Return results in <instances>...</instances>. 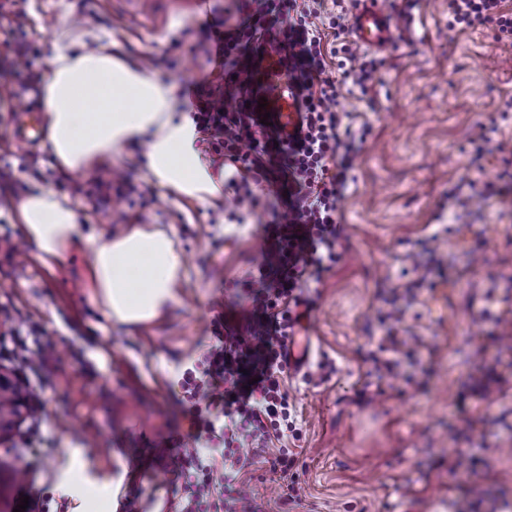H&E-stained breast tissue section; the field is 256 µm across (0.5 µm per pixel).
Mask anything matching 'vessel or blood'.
<instances>
[{
  "label": "vessel or blood",
  "instance_id": "b4317fda",
  "mask_svg": "<svg viewBox=\"0 0 512 512\" xmlns=\"http://www.w3.org/2000/svg\"><path fill=\"white\" fill-rule=\"evenodd\" d=\"M353 30L360 43L373 49L389 44L394 37V28L378 0H363L354 15ZM256 75L253 103H265L270 124L280 137H288L298 125L300 105L281 54L270 52L259 57ZM12 133L15 142L25 149H37L42 143L41 116L22 97L17 100Z\"/></svg>",
  "mask_w": 512,
  "mask_h": 512
}]
</instances>
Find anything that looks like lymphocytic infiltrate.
<instances>
[{"mask_svg":"<svg viewBox=\"0 0 512 512\" xmlns=\"http://www.w3.org/2000/svg\"><path fill=\"white\" fill-rule=\"evenodd\" d=\"M253 9L237 25H205L214 45L217 82L192 89L191 117L211 155L241 164L235 207L253 211L255 185L274 187L280 209L262 225L258 274L246 283L249 304L234 323L213 322L215 343L203 355L201 373L186 372L183 387L198 433L224 442V495L213 497L210 476L198 481L176 512H265L256 494L245 493L241 476L261 465L281 480L282 500L297 502V456L289 449L270 450L273 440L291 429L288 394L282 378L288 365V342L295 319L292 308L306 275L328 270L336 262L341 235L337 200L365 141L340 132L329 107L336 82L327 70L323 29H344L345 18L322 9L321 0H253ZM501 0H449V26L492 23L512 35V15ZM283 53L294 70L301 119L290 139H274L261 127L248 102L255 83L254 57ZM512 197V173L498 183L475 180L454 185L448 199L460 209L475 201ZM251 453H240L241 444Z\"/></svg>","mask_w":512,"mask_h":512,"instance_id":"lymphocytic-infiltrate-1","label":"lymphocytic infiltrate"}]
</instances>
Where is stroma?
Instances as JSON below:
<instances>
[{
    "label": "stroma",
    "instance_id": "1",
    "mask_svg": "<svg viewBox=\"0 0 512 512\" xmlns=\"http://www.w3.org/2000/svg\"><path fill=\"white\" fill-rule=\"evenodd\" d=\"M238 0H15L32 47L31 72L47 78L59 43L111 44L113 53L150 61L152 75L187 87L212 74L201 34L217 18L242 14ZM396 40L376 50L383 64L360 93L343 78V55L329 58L337 95L330 105L342 128L365 131L338 203L342 237L336 265L305 290L311 301V354L288 368L285 389L296 430L280 447L296 453L300 504H281L263 467L245 487L270 512H449L456 500L481 512H512V323L479 318L484 294H512V207L490 199L473 224L452 221L449 188L464 179L497 182L512 171V37L495 24L448 25V0H381ZM406 20H399V13ZM0 34V365L31 381L38 405L9 440L0 461L19 478L0 490V512H13L19 489L44 512H116L132 491L151 488L146 469L168 454L163 441L184 436L180 399L220 314L246 304L241 286L256 270L262 224L277 202L259 187L250 213L234 207L232 187L207 203L175 195L147 176L143 152L130 144L97 173L56 167L48 146L20 151L11 121L19 89L42 109V86L15 73L16 54ZM494 128L501 151L473 174L470 137ZM41 188L66 195L83 224L170 228L185 273L179 301L152 322L126 325L94 302L88 249L75 242L60 259L42 258L21 230L15 206ZM156 200L140 206L143 191ZM438 235L434 287L399 313L398 339L416 344V383L379 377L374 362L384 331L377 311L417 275L407 272L413 240ZM502 343L489 342L490 334ZM499 381L490 401L469 388L487 368ZM479 457L476 467L448 466L453 450ZM69 473L71 491L58 487Z\"/></svg>",
    "mask_w": 512,
    "mask_h": 512
}]
</instances>
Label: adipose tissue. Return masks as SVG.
I'll use <instances>...</instances> for the list:
<instances>
[{
	"mask_svg": "<svg viewBox=\"0 0 512 512\" xmlns=\"http://www.w3.org/2000/svg\"><path fill=\"white\" fill-rule=\"evenodd\" d=\"M187 105L177 86L110 46L58 47L44 86L51 154L63 170L88 172L140 141L160 187L208 202L223 194L224 181L201 159ZM18 209L25 237L43 257H61L78 240L87 245L95 299L110 319L136 325L175 304L184 261L167 231L136 224L115 235L97 231L80 223L67 197L45 189L23 197Z\"/></svg>",
	"mask_w": 512,
	"mask_h": 512,
	"instance_id": "ef3b65f1",
	"label": "adipose tissue"
}]
</instances>
